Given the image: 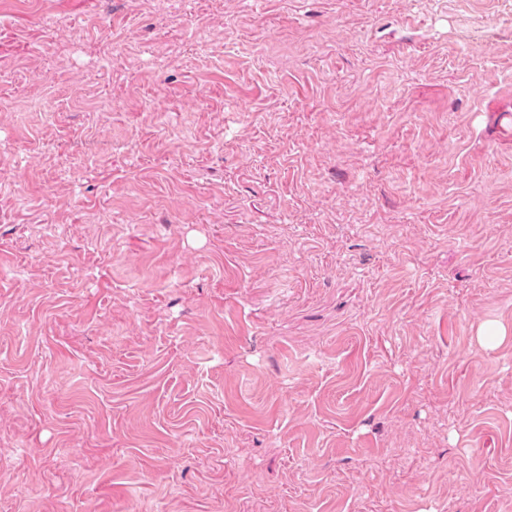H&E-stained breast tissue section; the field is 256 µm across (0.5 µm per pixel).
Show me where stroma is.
<instances>
[{
    "label": "stroma",
    "mask_w": 512,
    "mask_h": 512,
    "mask_svg": "<svg viewBox=\"0 0 512 512\" xmlns=\"http://www.w3.org/2000/svg\"><path fill=\"white\" fill-rule=\"evenodd\" d=\"M0 512H512V0H0Z\"/></svg>",
    "instance_id": "35a3bbf8"
}]
</instances>
